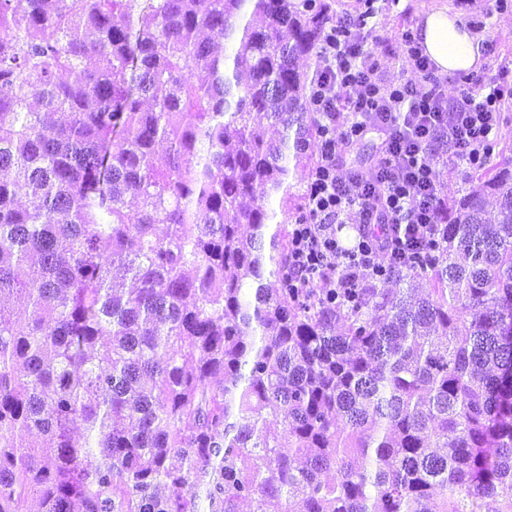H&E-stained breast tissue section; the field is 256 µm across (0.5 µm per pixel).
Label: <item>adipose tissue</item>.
I'll list each match as a JSON object with an SVG mask.
<instances>
[{"mask_svg":"<svg viewBox=\"0 0 512 512\" xmlns=\"http://www.w3.org/2000/svg\"><path fill=\"white\" fill-rule=\"evenodd\" d=\"M418 36L439 73H468L479 68L478 38L459 14L444 7L425 12Z\"/></svg>","mask_w":512,"mask_h":512,"instance_id":"adipose-tissue-1","label":"adipose tissue"}]
</instances>
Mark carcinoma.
I'll return each mask as SVG.
<instances>
[{"label":"carcinoma","instance_id":"obj_1","mask_svg":"<svg viewBox=\"0 0 512 512\" xmlns=\"http://www.w3.org/2000/svg\"><path fill=\"white\" fill-rule=\"evenodd\" d=\"M333 4L0 0V512H512V146L390 291L267 234Z\"/></svg>","mask_w":512,"mask_h":512}]
</instances>
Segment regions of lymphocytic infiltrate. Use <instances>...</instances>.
<instances>
[{
	"instance_id": "f902f5d3",
	"label": "lymphocytic infiltrate",
	"mask_w": 512,
	"mask_h": 512,
	"mask_svg": "<svg viewBox=\"0 0 512 512\" xmlns=\"http://www.w3.org/2000/svg\"><path fill=\"white\" fill-rule=\"evenodd\" d=\"M392 47L410 60L417 81L384 77L377 56ZM318 57L310 101L323 142L310 180L309 217L294 230L292 266L299 283L319 277L350 288L384 277L387 260L410 261L415 248L437 238L448 200L437 188L436 165L478 161L512 89L479 79L448 97L412 36L401 35L392 46L348 18L326 30ZM372 130L383 136L379 164L366 173L343 172L337 153ZM352 217L357 237L346 248L335 228Z\"/></svg>"
}]
</instances>
